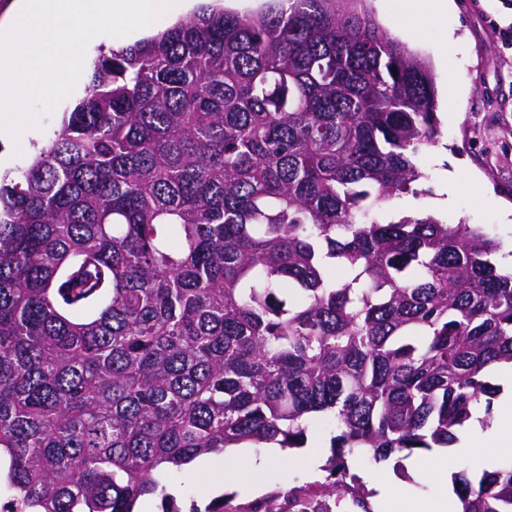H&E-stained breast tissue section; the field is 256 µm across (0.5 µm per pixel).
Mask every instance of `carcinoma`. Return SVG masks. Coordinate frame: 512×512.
Returning <instances> with one entry per match:
<instances>
[{
    "label": "carcinoma",
    "instance_id": "1",
    "mask_svg": "<svg viewBox=\"0 0 512 512\" xmlns=\"http://www.w3.org/2000/svg\"><path fill=\"white\" fill-rule=\"evenodd\" d=\"M429 65L365 0L215 8L94 63L0 174V512H134L197 457L448 448L512 363V272L483 227L386 217L442 137ZM512 512V462L452 477ZM86 74L83 75L82 84L78 91L72 92L65 100L60 102L50 116L42 117L36 127L28 128L22 133L40 141H46L52 136L53 131L58 127L63 112H66L72 104L84 94ZM333 433H330L325 421L314 423L308 432L307 440H309V444L306 443L307 446H312L313 448H317L318 452L324 454L325 463L326 460L331 456V448H330V437ZM296 448L297 450L303 451L305 449L311 448Z\"/></svg>",
    "mask_w": 512,
    "mask_h": 512
}]
</instances>
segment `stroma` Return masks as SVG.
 <instances>
[{
  "label": "stroma",
  "instance_id": "1",
  "mask_svg": "<svg viewBox=\"0 0 512 512\" xmlns=\"http://www.w3.org/2000/svg\"><path fill=\"white\" fill-rule=\"evenodd\" d=\"M456 21L466 41L462 46L443 44L439 39L440 22L434 17H407L412 36L405 44L413 53L429 62L439 96L448 90L462 93L457 111L438 110L441 141L446 154L466 158L468 165L457 172L460 198L455 210L441 213V220L456 224H482L502 244L512 243V223H501L490 204L496 196L512 202V47L505 44L501 32L512 28V0H455ZM442 154L429 149L424 165L430 176L429 191L393 201L392 210L410 215L434 208L431 193L441 178ZM207 468L189 464L182 476L171 482L179 493L174 506L183 512L192 504H202L216 512L224 504L241 505L255 500L254 479L244 464H236V480L224 492L206 493L211 475L223 473V454L207 455Z\"/></svg>",
  "mask_w": 512,
  "mask_h": 512
}]
</instances>
